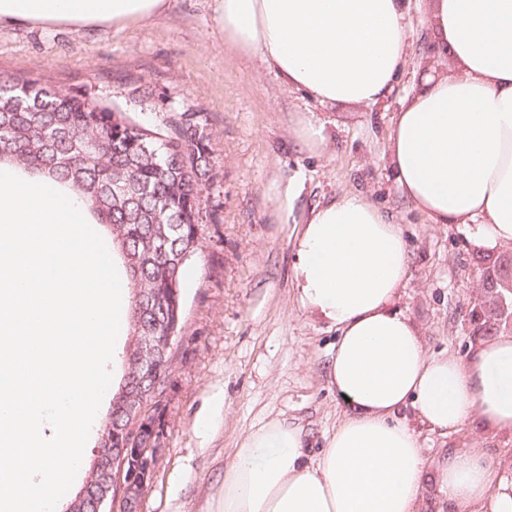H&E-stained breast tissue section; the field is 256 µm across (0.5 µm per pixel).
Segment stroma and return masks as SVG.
Segmentation results:
<instances>
[{
	"label": "stroma",
	"instance_id": "35a3bbf8",
	"mask_svg": "<svg viewBox=\"0 0 512 512\" xmlns=\"http://www.w3.org/2000/svg\"><path fill=\"white\" fill-rule=\"evenodd\" d=\"M407 42L406 66L383 104L318 107L229 48L209 0H169L147 24L0 27V82L38 78L143 123L173 112L207 119L215 166L202 202L205 247L184 268L182 336L160 399L149 406L162 453L139 512H214L224 468L247 433L284 420L302 428L313 456L342 420L326 374L337 331L302 308L293 277L300 223L316 205L357 192L391 214L409 251L399 309L419 327L429 355L461 356L472 343L470 312L486 299L478 254L461 227L429 223L405 199L387 150L394 113L436 51L427 0H409ZM308 109L332 122L325 152L293 133ZM295 176L302 190L287 218L277 187ZM205 413L211 423L202 430ZM415 429L426 459L485 448L512 469L511 434L471 424L449 435Z\"/></svg>",
	"mask_w": 512,
	"mask_h": 512
}]
</instances>
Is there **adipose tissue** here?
Masks as SVG:
<instances>
[{
	"label": "adipose tissue",
	"instance_id": "obj_1",
	"mask_svg": "<svg viewBox=\"0 0 512 512\" xmlns=\"http://www.w3.org/2000/svg\"><path fill=\"white\" fill-rule=\"evenodd\" d=\"M169 0H0V26L145 24ZM225 42L320 106L383 102L407 59L405 0H212ZM439 52L396 113L399 189L433 224L482 252L512 245V0H429ZM408 272L400 225L356 192L313 208L297 241L301 305L339 332L327 365L347 409L315 461L300 428L250 432L224 470L218 512H512V477L486 451L426 463L412 408L448 434L512 433V334L431 357L397 307Z\"/></svg>",
	"mask_w": 512,
	"mask_h": 512
}]
</instances>
